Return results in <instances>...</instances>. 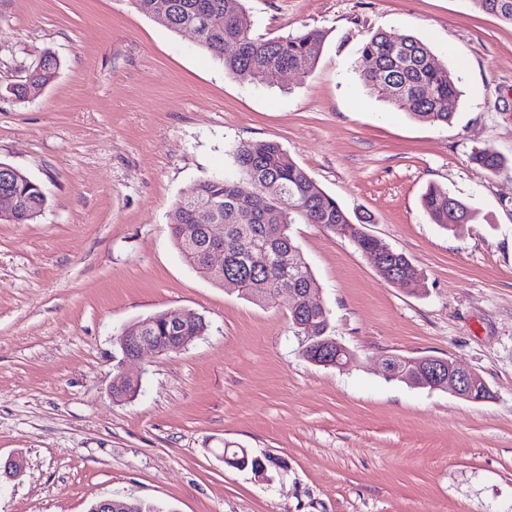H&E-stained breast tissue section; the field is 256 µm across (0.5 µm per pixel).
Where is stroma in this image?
Segmentation results:
<instances>
[{
	"label": "stroma",
	"mask_w": 512,
	"mask_h": 512,
	"mask_svg": "<svg viewBox=\"0 0 512 512\" xmlns=\"http://www.w3.org/2000/svg\"><path fill=\"white\" fill-rule=\"evenodd\" d=\"M253 36L325 31L305 78L254 88L190 33L129 0H0V162L48 205L0 223V512H88L124 498L167 512H512V25L472 0H244ZM426 43L460 77L447 125L414 119L361 79L376 31ZM53 80L14 90L45 52ZM273 140L366 231L408 256L418 282L382 280L318 224L293 235L351 352L316 366L289 318L193 269L170 237L197 183L236 177L241 142ZM488 148L507 167L470 161ZM438 186L470 224H432ZM186 309L204 336L124 361L115 336ZM392 355L478 373L485 402L387 380ZM139 381L118 399L119 373ZM283 464L273 481L227 467L224 447ZM21 461L19 475L3 466Z\"/></svg>",
	"instance_id": "1"
}]
</instances>
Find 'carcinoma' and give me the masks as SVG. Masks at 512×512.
<instances>
[{"label": "carcinoma", "instance_id": "1", "mask_svg": "<svg viewBox=\"0 0 512 512\" xmlns=\"http://www.w3.org/2000/svg\"><path fill=\"white\" fill-rule=\"evenodd\" d=\"M169 14L163 25L173 32L192 30L197 44L224 64L232 78L246 76L257 84H275L282 69L308 76L317 64L324 34L307 29L282 38L260 39L250 29L241 27L242 0H168ZM479 10L493 14L512 24V0H472ZM47 66L31 69L25 82L16 89L22 99L35 97L53 78L60 63L54 54L45 53ZM361 57L374 64L362 70L368 89L391 103L404 107L416 119L432 124H447L454 117L449 104L458 96V75L438 64L427 44L408 35L378 31L362 45ZM230 155L237 172L251 183L254 193L240 194L236 183L223 175L200 182L190 200L176 202L169 222L172 240L186 261L201 275L222 285L233 281L240 295L266 306L272 305L273 291L284 276L294 279L300 291L318 290V283L299 250L291 232L294 224H320L349 238L362 252L379 246L364 230L366 220L353 217L325 194L309 174L296 163L285 159L281 146L273 141H247L234 146ZM472 161L497 174L504 169L500 156L489 149L472 153ZM15 197L18 209L9 219L12 224L36 220L47 208L43 187L21 170L0 169V192ZM423 208L432 223L455 231L459 220L471 221L472 213L448 191L431 187L423 196ZM250 209L256 219L252 224L239 220L241 211ZM206 224L224 225V276L210 272L205 259ZM261 249L267 264L254 269L251 253ZM419 270L403 253L388 248L379 276L387 281L394 276L405 285L417 277ZM291 321L306 324L303 335L310 337L308 359H330L335 362L341 343L329 332V311L323 307L301 308L290 313ZM145 335L157 340L170 336L164 313L153 315ZM419 359L391 357L392 379L406 384L422 382L414 367ZM224 464L236 469L255 470L271 465L273 457L244 455L240 448L223 451Z\"/></svg>", "mask_w": 512, "mask_h": 512}]
</instances>
